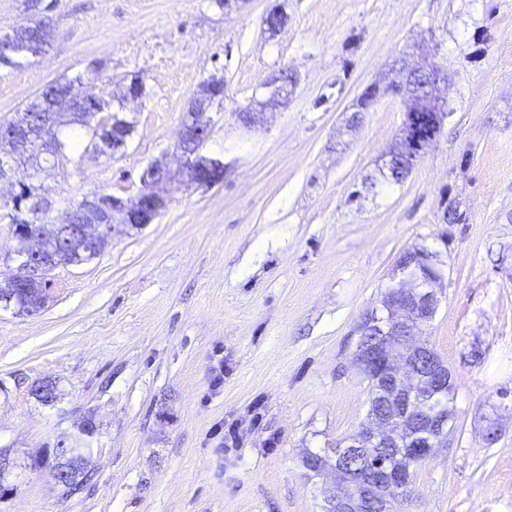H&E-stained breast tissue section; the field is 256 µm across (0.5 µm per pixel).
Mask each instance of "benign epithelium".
<instances>
[{"mask_svg": "<svg viewBox=\"0 0 512 512\" xmlns=\"http://www.w3.org/2000/svg\"><path fill=\"white\" fill-rule=\"evenodd\" d=\"M443 86H448V70L434 62H426L419 68H410L403 61L396 63L394 77L387 87L398 91L405 118L399 146L389 153L387 165L403 161L407 164L405 173H410L436 140L448 116L443 111L447 98L440 94ZM279 97L274 91L261 103L259 110L242 113L244 124L250 126L263 119L265 109L274 105ZM80 99L82 96L72 94L69 105L53 113L44 125L79 119L73 105ZM212 103L207 93L198 91L189 106L178 136L182 166L173 172L162 161L153 164L142 176L143 189L137 198L133 201L112 198V212L105 217L97 215L101 205L99 196L86 194L80 205L65 211L64 220H56L52 215L54 203L43 196L40 186L34 182L40 173L55 166L54 142L40 127L34 131L27 125L0 130V140L6 144V149L0 152V183L13 189L30 185L27 216L37 215L45 223L55 225L57 240L68 241L64 252L52 249L19 253L28 262L30 273L39 277L60 265H81V261L74 259L73 251L93 254L102 240L112 236L116 219L133 227L153 223L168 207L167 185L171 183L205 186L220 183L224 177L223 162L200 154V147L210 132L208 111ZM20 169L29 173L28 181H13ZM408 255L412 263L402 261L393 272V276L400 277L395 284L397 293L388 300H380L381 310L367 312L357 324V335L367 336L369 340L357 347L354 362L359 369L372 372L374 381L383 379L395 387L398 411H413L424 421L420 427L410 430L393 412L373 416L338 446L331 459L322 464V469H330L334 483L343 487L339 494H328V501L338 512H362L375 491L386 500L385 512L401 503L412 488L411 457L444 447L452 431V416L448 415V408L439 403V398L453 388L454 377L432 354L430 344L422 339L440 304L442 274L427 251L413 249ZM95 433L93 422L85 418L76 425L75 433L57 441L55 452L67 454L77 441L90 439ZM373 446H393L405 452L397 464H390L375 475L360 470L347 471L345 457Z\"/></svg>", "mask_w": 512, "mask_h": 512, "instance_id": "7a95c632", "label": "benign epithelium"}]
</instances>
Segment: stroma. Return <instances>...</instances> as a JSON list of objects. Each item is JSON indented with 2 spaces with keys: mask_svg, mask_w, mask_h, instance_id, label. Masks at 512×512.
Here are the masks:
<instances>
[{
  "mask_svg": "<svg viewBox=\"0 0 512 512\" xmlns=\"http://www.w3.org/2000/svg\"><path fill=\"white\" fill-rule=\"evenodd\" d=\"M52 2L49 51L0 72V119L94 63L84 93L110 99L135 74L147 88L124 150L43 175L56 214L64 197L135 198L155 161L178 167L182 118L214 73L224 102L202 153L224 179L172 186L154 223L114 225L96 258L51 271L38 312L0 308V512H324L328 480L302 458L365 422L354 330L415 247L444 273L427 339L455 378V426L398 510L512 512V0ZM402 58L447 68L448 116L396 183L403 107L360 97ZM284 72L287 100L245 125ZM46 379L48 403L29 392ZM84 418L95 452L72 490L53 450ZM218 423L239 425V447H220Z\"/></svg>",
  "mask_w": 512,
  "mask_h": 512,
  "instance_id": "1",
  "label": "stroma"
}]
</instances>
